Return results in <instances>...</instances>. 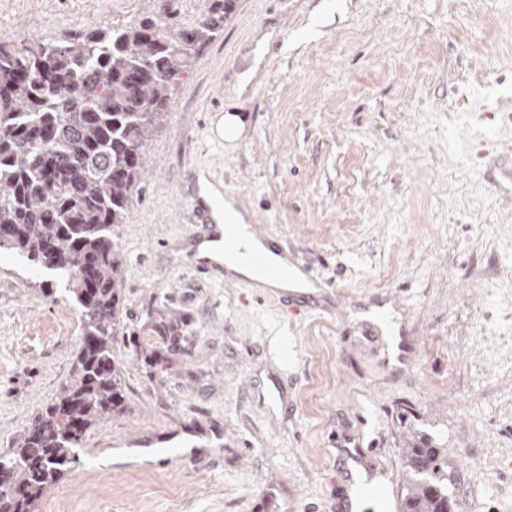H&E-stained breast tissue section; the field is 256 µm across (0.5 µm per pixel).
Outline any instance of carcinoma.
<instances>
[{
  "mask_svg": "<svg viewBox=\"0 0 512 512\" xmlns=\"http://www.w3.org/2000/svg\"><path fill=\"white\" fill-rule=\"evenodd\" d=\"M146 2L126 26L23 50L0 45V249L65 276L84 323L72 377L16 450L0 455L14 480L0 491V512H38L87 430L122 402L112 357L123 264L114 231L128 223L145 143L179 74L234 0H208L187 26L176 21L175 0ZM402 461L401 512H448L456 503L448 444L414 433Z\"/></svg>",
  "mask_w": 512,
  "mask_h": 512,
  "instance_id": "1",
  "label": "carcinoma"
}]
</instances>
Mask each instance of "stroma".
<instances>
[{"instance_id":"1","label":"stroma","mask_w":512,"mask_h":512,"mask_svg":"<svg viewBox=\"0 0 512 512\" xmlns=\"http://www.w3.org/2000/svg\"><path fill=\"white\" fill-rule=\"evenodd\" d=\"M144 0H0V43L132 22ZM260 76L241 86L252 56ZM512 93V0H235L147 142L112 355L124 399L87 431L39 512H398L402 448L448 442L470 512H512V200L481 156ZM245 126L229 143L224 114ZM324 281L285 304L192 268L195 175ZM397 304L410 360L347 306ZM83 323L66 282L0 249V455L57 397ZM283 388L278 422L260 392ZM182 424L197 458L155 446ZM142 436L147 447H112ZM374 447L370 496L339 444Z\"/></svg>"}]
</instances>
